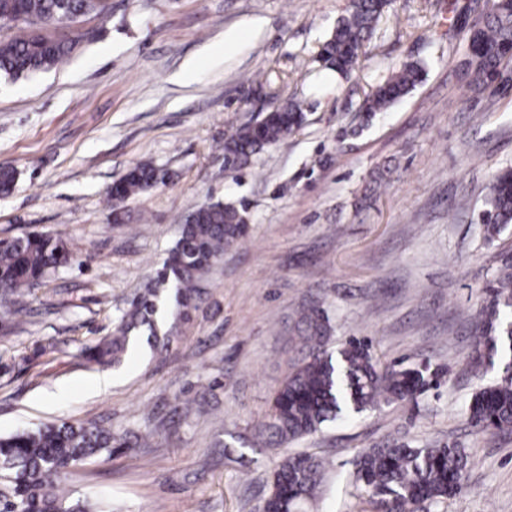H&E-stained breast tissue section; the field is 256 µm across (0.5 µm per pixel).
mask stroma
Returning <instances> with one entry per match:
<instances>
[{
	"instance_id": "stroma-1",
	"label": "stroma",
	"mask_w": 512,
	"mask_h": 512,
	"mask_svg": "<svg viewBox=\"0 0 512 512\" xmlns=\"http://www.w3.org/2000/svg\"><path fill=\"white\" fill-rule=\"evenodd\" d=\"M348 0H106L47 28L82 35L57 67L0 78V238L62 234L74 261L0 316V436L96 420L141 437L131 453L72 468L68 488L113 512H262L284 457L328 460L304 512H373L354 482L368 448H460L462 490L429 512H512V432L473 426L472 395L498 368L471 358L483 290L512 254L488 237L487 187L512 166V92L469 86L463 25L488 0H393L350 80L323 67ZM423 81L366 118L367 93L404 62ZM285 100L302 127L235 171L225 135ZM163 184L113 221L106 190L136 164ZM234 203L247 233L224 251L169 350L140 343L123 366L85 348L112 335L149 288L184 217ZM311 305L335 356L367 340L380 363L425 365L439 385L279 445L260 436ZM108 375V389L97 380Z\"/></svg>"
}]
</instances>
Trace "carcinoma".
<instances>
[{
	"mask_svg": "<svg viewBox=\"0 0 512 512\" xmlns=\"http://www.w3.org/2000/svg\"><path fill=\"white\" fill-rule=\"evenodd\" d=\"M391 0H349L346 14L324 42L320 58L344 79L355 71L360 52L372 37ZM104 10L103 0H0V26L15 29L0 41V77L17 80L63 63L75 42L52 38L46 26L73 22ZM475 37L466 39L463 66L472 86L485 89L512 63V0H492L489 10L469 25ZM424 67L407 62L391 73L363 100L368 115L382 112L421 83ZM295 101L277 104L255 121L224 139V166L237 169L262 150L282 142L304 123ZM17 171L0 165V194L9 193ZM165 176L148 163L131 167L107 191L115 205L164 182ZM481 223L494 236L512 224V166L499 170L489 187ZM246 233V218L231 202L211 201L185 219L168 260L156 281L173 291L176 319L187 321L198 308L205 274ZM73 258L59 234L29 232L0 239V309L39 285ZM488 300L475 332V360L500 358L499 379L480 388L471 398L470 422L489 430H512V256L502 260L499 274L487 285ZM162 296L149 288L121 311L112 335L89 349V359L114 367L134 350L130 333L142 328L155 347L167 349L175 340L173 327L160 331L156 319ZM301 357L275 392L272 411L260 431L279 442L316 431L344 413L360 412L380 400H414L432 384L427 368L377 365L370 345L352 340L332 361L323 349L330 333L329 317L318 306L301 314ZM124 431L93 421L42 424L0 436V512H109L100 501L74 499L67 489L69 471L88 459L112 455L115 448H133ZM467 456L458 448H374L357 461L356 481L375 512H418L425 504L454 496L460 488ZM325 464L307 455L289 456L273 477L272 491L262 512H298L300 504L319 488Z\"/></svg>",
	"mask_w": 512,
	"mask_h": 512,
	"instance_id": "carcinoma-1",
	"label": "carcinoma"
}]
</instances>
